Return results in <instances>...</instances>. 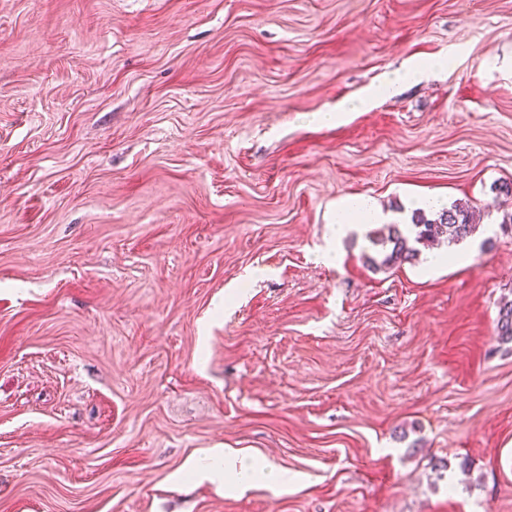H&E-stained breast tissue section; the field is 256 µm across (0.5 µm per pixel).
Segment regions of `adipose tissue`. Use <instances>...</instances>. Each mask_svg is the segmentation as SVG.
Instances as JSON below:
<instances>
[{"label":"adipose tissue","instance_id":"ef3b65f1","mask_svg":"<svg viewBox=\"0 0 512 512\" xmlns=\"http://www.w3.org/2000/svg\"><path fill=\"white\" fill-rule=\"evenodd\" d=\"M446 66L447 63L443 60L425 64L411 63L404 71L384 74L377 83L370 85L352 98L336 104L335 107L316 112L314 119L324 126L333 125L340 122L345 113L359 112L373 107L380 99L394 94L397 87L406 81L418 80L426 73L444 70ZM224 466L238 481H241L243 488L246 489L256 481L262 486L283 490L294 483L293 476L289 475L287 470L271 464L256 467L249 454L243 451L225 453Z\"/></svg>","mask_w":512,"mask_h":512}]
</instances>
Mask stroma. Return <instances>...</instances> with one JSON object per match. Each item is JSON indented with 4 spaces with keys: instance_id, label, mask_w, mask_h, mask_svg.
<instances>
[{
    "instance_id": "stroma-1",
    "label": "stroma",
    "mask_w": 512,
    "mask_h": 512,
    "mask_svg": "<svg viewBox=\"0 0 512 512\" xmlns=\"http://www.w3.org/2000/svg\"><path fill=\"white\" fill-rule=\"evenodd\" d=\"M509 182L512 0H0V512H512ZM362 195L471 265L367 266ZM448 60H438L425 64L413 62L403 72L386 73L366 89L355 96L336 104L335 107L320 110L313 114L314 120L322 126L338 124L345 112H359L373 107L380 99L394 94L397 87L407 80L416 81L428 72L442 71L448 66ZM387 217L370 199L363 196L352 197L349 204L342 209L336 219V232L344 233L350 224H384ZM480 211L470 205L453 204L449 208H441L431 213L429 218L424 211L416 212L407 232L400 229L399 224H386L383 229L372 231L368 238L375 247L381 246L384 257L377 264L376 260L365 255V262L372 266L395 265L415 260L423 248L429 247L442 237H448V244L460 242L473 235L478 229ZM225 471L232 473L236 480L241 481V487L248 489L252 486L257 468L250 458L249 454L244 451H224ZM259 483L264 487L278 488L288 491L293 486L294 478L289 475L288 470L268 464L261 468Z\"/></svg>"
}]
</instances>
